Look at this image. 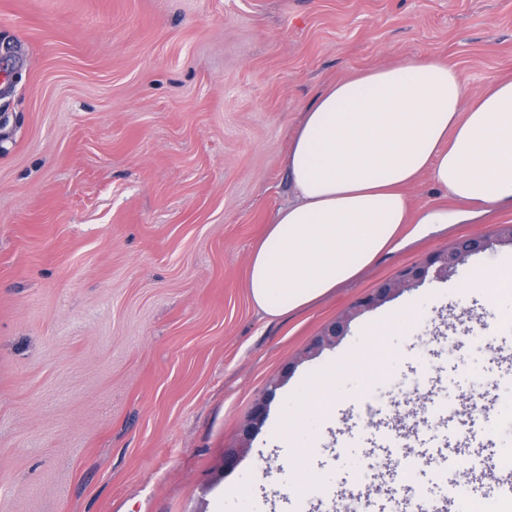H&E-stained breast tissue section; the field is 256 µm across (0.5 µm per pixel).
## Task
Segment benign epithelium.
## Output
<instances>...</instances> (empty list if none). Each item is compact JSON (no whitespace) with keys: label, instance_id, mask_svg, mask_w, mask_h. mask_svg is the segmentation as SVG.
<instances>
[{"label":"benign epithelium","instance_id":"1","mask_svg":"<svg viewBox=\"0 0 512 512\" xmlns=\"http://www.w3.org/2000/svg\"><path fill=\"white\" fill-rule=\"evenodd\" d=\"M491 246L492 242L484 237H460L451 248L436 252L407 268L400 278L380 284L366 296L358 299L334 321L326 324L322 331L311 340L306 350V357L316 356L325 348L338 344L346 335L350 323L355 318L378 307L406 289L422 285L429 277L440 279L448 276V272L456 266L473 255L487 251ZM294 367L293 363L288 365V371L268 383L265 394L255 403L250 417L240 430L238 445L224 451V469L233 468L239 459L249 451L252 438L265 420L268 405L273 400L275 391L289 375V370Z\"/></svg>","mask_w":512,"mask_h":512}]
</instances>
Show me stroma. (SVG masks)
Wrapping results in <instances>:
<instances>
[{
  "label": "stroma",
  "mask_w": 512,
  "mask_h": 512,
  "mask_svg": "<svg viewBox=\"0 0 512 512\" xmlns=\"http://www.w3.org/2000/svg\"><path fill=\"white\" fill-rule=\"evenodd\" d=\"M445 57L469 95L512 70V0H0V512H303L278 467L310 449L299 499L334 512L367 491L420 512L377 461L413 452L432 500L477 452L512 453V206L407 240L352 282L270 318L247 269L288 200V136L326 84ZM462 235L493 239L447 279L405 291L303 352L353 301ZM435 315L418 342L402 312ZM390 326L385 367L349 371ZM251 449H225L288 363ZM329 380L332 421L276 438ZM429 394L438 412L409 404ZM484 401L492 412L473 415Z\"/></svg>",
  "instance_id": "1"
}]
</instances>
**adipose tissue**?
I'll return each instance as SVG.
<instances>
[{"label":"adipose tissue","instance_id":"obj_1","mask_svg":"<svg viewBox=\"0 0 512 512\" xmlns=\"http://www.w3.org/2000/svg\"><path fill=\"white\" fill-rule=\"evenodd\" d=\"M293 197L268 223L248 269L249 297L278 318L353 280L431 225L512 203V74L469 96L455 66L419 58L332 82L305 107L288 140ZM462 203L455 214L412 216L407 190L422 176ZM327 384L283 411L279 431L327 416Z\"/></svg>","mask_w":512,"mask_h":512}]
</instances>
